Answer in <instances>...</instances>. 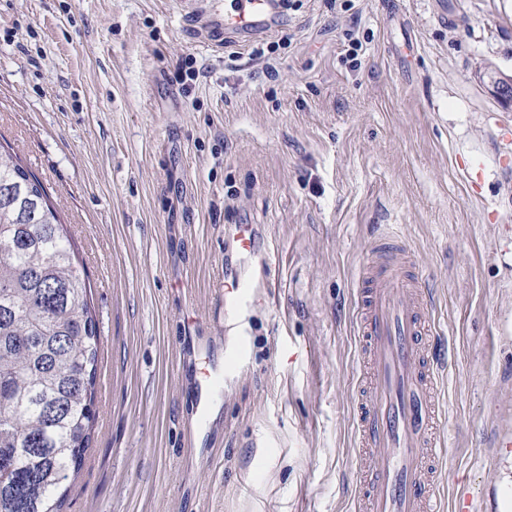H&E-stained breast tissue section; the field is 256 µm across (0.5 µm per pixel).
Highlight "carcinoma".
<instances>
[{"mask_svg": "<svg viewBox=\"0 0 512 512\" xmlns=\"http://www.w3.org/2000/svg\"><path fill=\"white\" fill-rule=\"evenodd\" d=\"M0 512H60L82 468L101 332L45 188L0 143Z\"/></svg>", "mask_w": 512, "mask_h": 512, "instance_id": "cac0c4a2", "label": "carcinoma"}]
</instances>
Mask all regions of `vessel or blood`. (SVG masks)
<instances>
[{
	"label": "vessel or blood",
	"mask_w": 512,
	"mask_h": 512,
	"mask_svg": "<svg viewBox=\"0 0 512 512\" xmlns=\"http://www.w3.org/2000/svg\"><path fill=\"white\" fill-rule=\"evenodd\" d=\"M280 0H232L226 31L245 39L280 13ZM229 237L244 261L258 255L253 225ZM257 300L248 274L224 278V316L235 321ZM427 296L410 248L395 232L378 234L358 275L356 323L362 356L353 413L359 476L357 512H441L438 473L448 448L441 363L430 348Z\"/></svg>",
	"instance_id": "vessel-or-blood-1"
}]
</instances>
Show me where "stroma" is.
<instances>
[{"label": "stroma", "mask_w": 512, "mask_h": 512, "mask_svg": "<svg viewBox=\"0 0 512 512\" xmlns=\"http://www.w3.org/2000/svg\"><path fill=\"white\" fill-rule=\"evenodd\" d=\"M225 0H0V136L91 284L95 422L62 512H354L355 274L390 226L446 359L447 512H512V0H301L262 43H209ZM358 41L356 57L347 53ZM196 75L180 76L182 66ZM233 224L276 290L224 366ZM229 238L238 254L246 262L259 255L256 246V234L252 224H234L229 231ZM228 373H222L220 369H217V366H214L212 370H206L203 373L202 381L200 384V404L198 409L201 412V416H204L207 412V404L205 403V398L209 395L214 397L217 392L223 389V385L225 381L229 378Z\"/></svg>", "instance_id": "stroma-1"}]
</instances>
